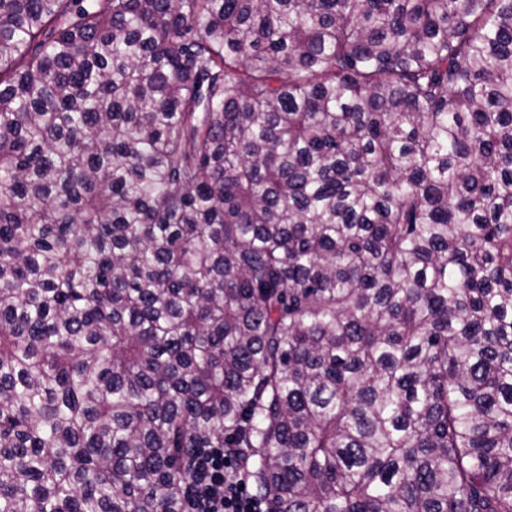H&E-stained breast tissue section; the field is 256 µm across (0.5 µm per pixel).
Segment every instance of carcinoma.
<instances>
[{
	"label": "carcinoma",
	"mask_w": 512,
	"mask_h": 512,
	"mask_svg": "<svg viewBox=\"0 0 512 512\" xmlns=\"http://www.w3.org/2000/svg\"><path fill=\"white\" fill-rule=\"evenodd\" d=\"M512 512V0H0V512ZM233 460L228 448H191L183 480L189 512H272L267 501L249 494Z\"/></svg>",
	"instance_id": "cac0c4a2"
}]
</instances>
